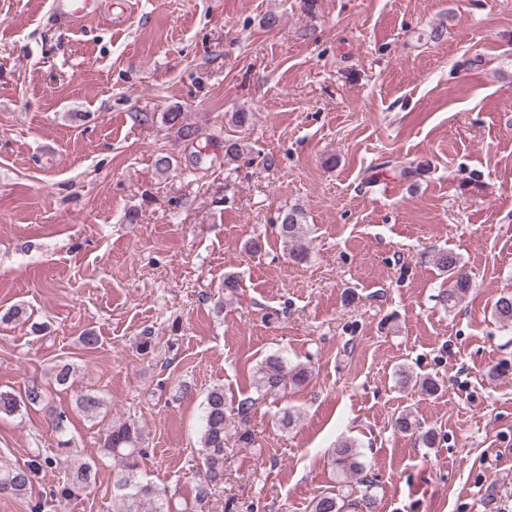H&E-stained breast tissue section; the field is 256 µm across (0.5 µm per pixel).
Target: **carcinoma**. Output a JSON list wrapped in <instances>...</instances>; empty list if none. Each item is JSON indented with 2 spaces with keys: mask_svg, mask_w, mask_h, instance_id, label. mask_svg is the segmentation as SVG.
Here are the masks:
<instances>
[{
  "mask_svg": "<svg viewBox=\"0 0 512 512\" xmlns=\"http://www.w3.org/2000/svg\"><path fill=\"white\" fill-rule=\"evenodd\" d=\"M164 122L175 130V136L181 140L193 141L199 137V130L184 122L180 111L166 112ZM277 228L283 242L288 246V255L296 262H304L310 255V236L308 225L301 223V211L291 208L279 214ZM434 263L448 275L449 286L437 295L439 303L445 308L455 307L470 291L472 283L464 264L449 250H439L434 255ZM493 313L505 330H512V292L505 291L496 299ZM311 376V368L305 364L292 365L281 353H273L262 359L253 372V386L261 397L278 394L289 385L300 386ZM398 381L402 386L413 385L425 395H433L440 389V381L435 377L413 375L401 370ZM47 390L32 382L21 392L0 390V415L14 416L36 405L45 403ZM76 407L86 416L95 418L102 406L100 397L92 394H80L76 397ZM202 405V430L200 445L202 463L206 479L197 487L194 503L181 512H203V505L211 493V487L224 479V435L230 424V418L239 420V444L248 447L254 444V437L245 428L250 414L255 408L256 399L246 397L237 405L229 406L224 395V387H212L205 395ZM70 419L66 412L58 411L52 418V425L58 437V448L71 447L68 438ZM394 428L403 434L419 433V439L428 448L439 440L433 429L419 431L416 420L408 413L399 414L393 423ZM142 433L130 420L115 421L103 433L102 449L104 454L118 461L120 474L113 484V506L115 512H175L177 507L168 498L166 490L143 479L140 473V458L145 454L142 448ZM53 458L40 448L31 452L30 459L23 465L0 469V495L24 497L28 494L33 479L39 470L51 465ZM329 465L336 471L343 487L349 486L352 478L359 477L363 485L361 494L339 491L322 495L312 502L311 512H374L375 495L371 492L374 481L364 476L365 467L360 461V451L352 440H342L328 454ZM93 464L84 462L68 479V485L60 490V497L72 495L73 488H84L90 481Z\"/></svg>",
  "mask_w": 512,
  "mask_h": 512,
  "instance_id": "obj_1",
  "label": "carcinoma"
}]
</instances>
